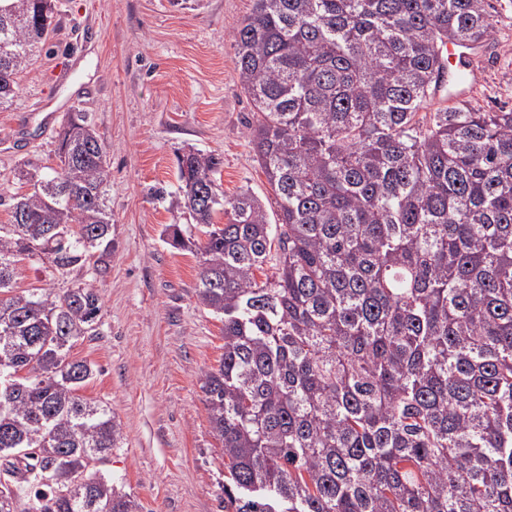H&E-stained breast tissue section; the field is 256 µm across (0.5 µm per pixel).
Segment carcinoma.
<instances>
[{
    "label": "carcinoma",
    "instance_id": "carcinoma-1",
    "mask_svg": "<svg viewBox=\"0 0 512 512\" xmlns=\"http://www.w3.org/2000/svg\"><path fill=\"white\" fill-rule=\"evenodd\" d=\"M52 14L0 0L1 110ZM495 24L490 0H254L233 28L276 219L190 147L176 206L193 228H165L201 255L197 299L224 322L201 378L224 512H512V110L419 116L448 74L440 49L484 46ZM56 159L23 173L0 225V500L141 512L93 470L123 432L69 355L97 334L99 295L12 293L21 255L64 274L112 253L105 147L83 113Z\"/></svg>",
    "mask_w": 512,
    "mask_h": 512
}]
</instances>
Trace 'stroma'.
<instances>
[{
  "label": "stroma",
  "instance_id": "stroma-1",
  "mask_svg": "<svg viewBox=\"0 0 512 512\" xmlns=\"http://www.w3.org/2000/svg\"><path fill=\"white\" fill-rule=\"evenodd\" d=\"M253 0H55L46 45L0 111V224L10 221L24 164H56L69 113H84L106 148L114 248L105 267L59 274L23 258L17 290L94 288L98 335L74 344L93 365L84 397L110 407L124 441L101 471L143 512H224V450L215 438L200 376L224 354V324L196 296L199 254L162 231L187 227L175 205L177 156L193 147L223 160L225 194L248 191L275 214V196L250 142L253 114L234 71L233 25ZM478 60L468 101L512 109V0Z\"/></svg>",
  "mask_w": 512,
  "mask_h": 512
}]
</instances>
